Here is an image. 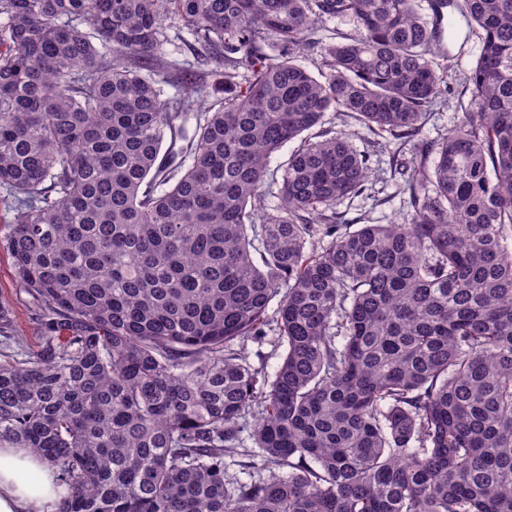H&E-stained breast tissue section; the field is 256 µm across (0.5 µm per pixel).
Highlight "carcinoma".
<instances>
[{
    "instance_id": "carcinoma-1",
    "label": "carcinoma",
    "mask_w": 512,
    "mask_h": 512,
    "mask_svg": "<svg viewBox=\"0 0 512 512\" xmlns=\"http://www.w3.org/2000/svg\"><path fill=\"white\" fill-rule=\"evenodd\" d=\"M457 2L0 0L7 249L43 333L0 353V445L56 469L57 512H512V0H464L471 98L428 141ZM334 117L411 143L406 222L336 211L378 142Z\"/></svg>"
}]
</instances>
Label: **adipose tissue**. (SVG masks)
<instances>
[{
  "label": "adipose tissue",
  "instance_id": "1",
  "mask_svg": "<svg viewBox=\"0 0 512 512\" xmlns=\"http://www.w3.org/2000/svg\"><path fill=\"white\" fill-rule=\"evenodd\" d=\"M58 475L27 448L0 446V512H56Z\"/></svg>",
  "mask_w": 512,
  "mask_h": 512
}]
</instances>
